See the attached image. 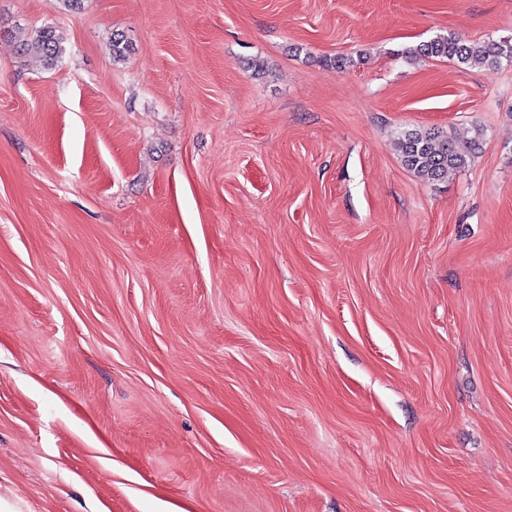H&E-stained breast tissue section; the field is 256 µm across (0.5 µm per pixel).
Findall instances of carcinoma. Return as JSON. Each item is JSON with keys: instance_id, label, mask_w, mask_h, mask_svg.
Segmentation results:
<instances>
[{"instance_id": "obj_1", "label": "carcinoma", "mask_w": 512, "mask_h": 512, "mask_svg": "<svg viewBox=\"0 0 512 512\" xmlns=\"http://www.w3.org/2000/svg\"><path fill=\"white\" fill-rule=\"evenodd\" d=\"M21 54L51 65L64 53L56 30L45 26L20 41ZM409 58L426 57L456 61L460 64L512 66V37L499 40H470L459 35L437 36L405 51ZM398 148L404 165L425 181L438 180L448 170L467 163L471 146L461 144L440 131L409 129L400 134Z\"/></svg>"}]
</instances>
